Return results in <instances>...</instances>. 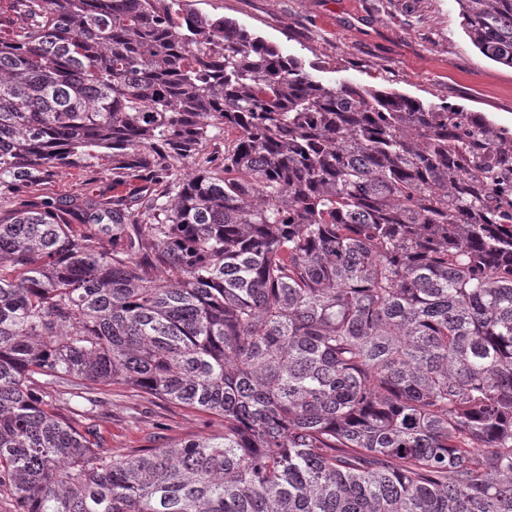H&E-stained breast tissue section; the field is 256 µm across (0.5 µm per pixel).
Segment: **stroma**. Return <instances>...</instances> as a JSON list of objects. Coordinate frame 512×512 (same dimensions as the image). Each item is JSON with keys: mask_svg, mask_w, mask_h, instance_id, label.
Returning <instances> with one entry per match:
<instances>
[{"mask_svg": "<svg viewBox=\"0 0 512 512\" xmlns=\"http://www.w3.org/2000/svg\"><path fill=\"white\" fill-rule=\"evenodd\" d=\"M191 8L219 13L314 67L332 86L350 81L435 104L485 113L512 129V69L483 57L466 36L456 0H191ZM145 181L115 185L112 163L54 167L40 178L0 185V207L58 205L75 198L109 201ZM62 411L85 415L108 448L122 454L223 434L222 420L123 384L101 386L93 406L79 397Z\"/></svg>", "mask_w": 512, "mask_h": 512, "instance_id": "35a3bbf8", "label": "stroma"}]
</instances>
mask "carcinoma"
Returning <instances> with one entry per match:
<instances>
[{
    "label": "carcinoma",
    "instance_id": "cac0c4a2",
    "mask_svg": "<svg viewBox=\"0 0 512 512\" xmlns=\"http://www.w3.org/2000/svg\"><path fill=\"white\" fill-rule=\"evenodd\" d=\"M456 2L512 69V0ZM176 3L16 0L0 36V183L147 175L0 210V512H512V129ZM67 378L224 434L114 456ZM128 184L112 181V162L106 157L82 166L54 167L40 178L23 183H1L0 207L18 208L29 204L58 205L75 198L112 201L142 185L145 173H135Z\"/></svg>",
    "mask_w": 512,
    "mask_h": 512
}]
</instances>
